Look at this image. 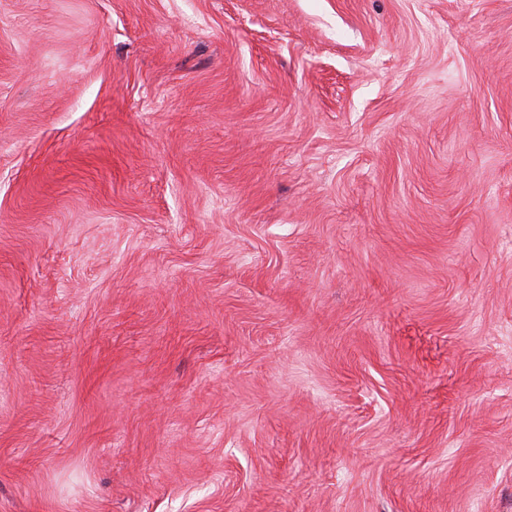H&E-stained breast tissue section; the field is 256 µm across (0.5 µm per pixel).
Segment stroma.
<instances>
[{"instance_id": "35a3bbf8", "label": "stroma", "mask_w": 512, "mask_h": 512, "mask_svg": "<svg viewBox=\"0 0 512 512\" xmlns=\"http://www.w3.org/2000/svg\"><path fill=\"white\" fill-rule=\"evenodd\" d=\"M0 512H512V0H0Z\"/></svg>"}]
</instances>
